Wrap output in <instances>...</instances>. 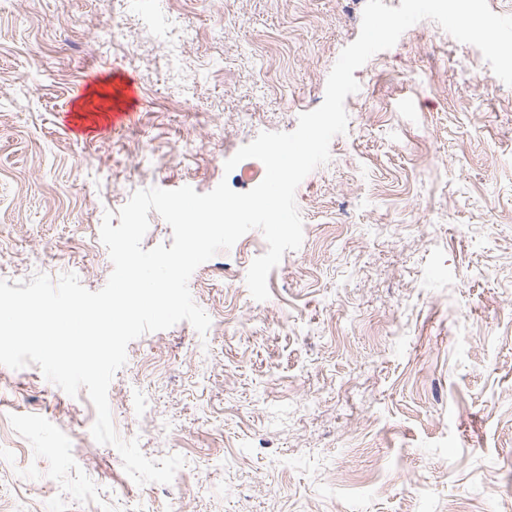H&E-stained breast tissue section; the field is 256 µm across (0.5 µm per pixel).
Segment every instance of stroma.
Instances as JSON below:
<instances>
[{"mask_svg":"<svg viewBox=\"0 0 512 512\" xmlns=\"http://www.w3.org/2000/svg\"><path fill=\"white\" fill-rule=\"evenodd\" d=\"M364 4L0 0V279L100 290L135 191L257 186L225 161L322 104ZM354 76L269 299L254 229L189 280L207 333L144 334L111 381L173 482L128 477L86 391L0 365V512H512V87L430 20Z\"/></svg>","mask_w":512,"mask_h":512,"instance_id":"35a3bbf8","label":"stroma"}]
</instances>
